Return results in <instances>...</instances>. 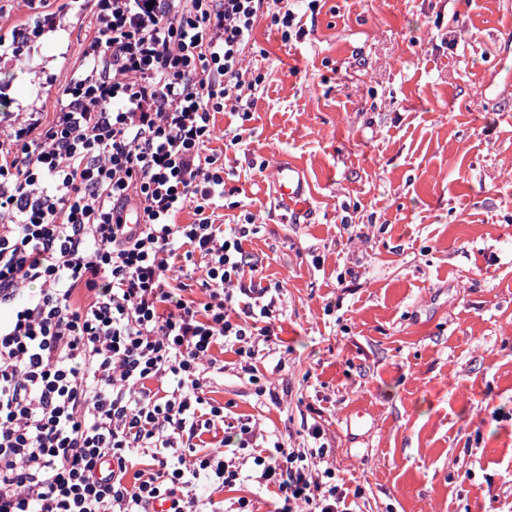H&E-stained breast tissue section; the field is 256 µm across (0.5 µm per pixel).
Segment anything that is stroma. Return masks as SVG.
Returning <instances> with one entry per match:
<instances>
[{"instance_id": "obj_1", "label": "stroma", "mask_w": 512, "mask_h": 512, "mask_svg": "<svg viewBox=\"0 0 512 512\" xmlns=\"http://www.w3.org/2000/svg\"><path fill=\"white\" fill-rule=\"evenodd\" d=\"M69 0H0V36L57 26L0 60L1 112L52 114L93 32ZM304 38L260 22L266 79L224 170L223 223L279 291L257 381L233 353L213 399L299 446L319 422L361 512H512V0H321ZM301 167L306 212L272 193ZM213 512H278L254 482L199 490Z\"/></svg>"}]
</instances>
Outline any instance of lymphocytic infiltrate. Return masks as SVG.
Listing matches in <instances>:
<instances>
[{
    "mask_svg": "<svg viewBox=\"0 0 512 512\" xmlns=\"http://www.w3.org/2000/svg\"><path fill=\"white\" fill-rule=\"evenodd\" d=\"M77 2L93 35L51 119L0 113V512H201L198 486L241 481L197 451L218 422L282 512H358L320 425L309 447L259 453L256 425L207 384L215 348L252 375L274 334L277 297L246 277L257 225L214 220L236 189L211 143L215 114L265 80L243 65L259 17L290 40L293 4Z\"/></svg>",
    "mask_w": 512,
    "mask_h": 512,
    "instance_id": "obj_1",
    "label": "lymphocytic infiltrate"
}]
</instances>
